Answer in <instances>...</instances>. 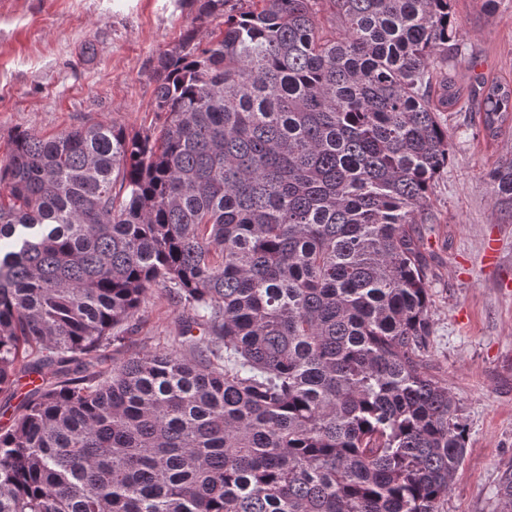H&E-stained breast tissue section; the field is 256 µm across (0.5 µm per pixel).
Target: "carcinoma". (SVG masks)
Here are the masks:
<instances>
[{
  "label": "carcinoma",
  "mask_w": 512,
  "mask_h": 512,
  "mask_svg": "<svg viewBox=\"0 0 512 512\" xmlns=\"http://www.w3.org/2000/svg\"><path fill=\"white\" fill-rule=\"evenodd\" d=\"M152 129L9 136L0 512H439L466 426L428 371L424 225L462 98L452 0H191ZM479 125L512 130V83ZM512 210V158L489 171ZM183 350L106 372L143 295ZM199 334H193V330ZM27 377H21L17 389L16 394L14 396H10L8 393H0V428H4L10 425L13 413L16 411L24 393H26L31 385L27 384Z\"/></svg>",
  "instance_id": "carcinoma-1"
}]
</instances>
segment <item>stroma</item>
<instances>
[{"label": "stroma", "instance_id": "35a3bbf8", "mask_svg": "<svg viewBox=\"0 0 512 512\" xmlns=\"http://www.w3.org/2000/svg\"><path fill=\"white\" fill-rule=\"evenodd\" d=\"M482 0H453L467 56L450 74L462 87L478 74L512 82V0L486 15ZM190 0H0V158L17 130L57 134L101 122L154 125V65L191 26ZM469 112L448 115L453 155L426 232L429 371L445 383L468 427L465 461L439 512H503L502 477L512 473V214L494 206L488 173L512 158V136L487 142ZM499 253L487 259L484 246ZM190 308L163 288L148 291L106 366L179 346Z\"/></svg>", "mask_w": 512, "mask_h": 512}]
</instances>
